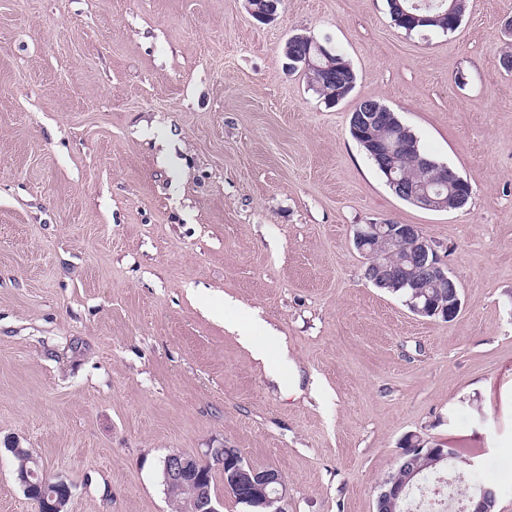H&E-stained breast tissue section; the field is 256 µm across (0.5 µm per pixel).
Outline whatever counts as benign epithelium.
Segmentation results:
<instances>
[{
    "label": "benign epithelium",
    "mask_w": 512,
    "mask_h": 512,
    "mask_svg": "<svg viewBox=\"0 0 512 512\" xmlns=\"http://www.w3.org/2000/svg\"><path fill=\"white\" fill-rule=\"evenodd\" d=\"M293 40L305 43L306 51L296 55L284 50L283 67L291 71L298 67L304 70L317 69V59L328 58L334 48L330 39L319 40L311 35H297ZM390 111L381 105L358 104L354 109L355 130L362 138L369 154L383 168L388 177V184L395 194L409 200L419 207L432 211L448 209V196L432 187H448L458 192L455 197L456 205H461L471 190L469 184L451 171L447 166L439 164L418 153L408 141L397 144L388 142L381 134L379 127L389 119ZM409 164L423 171L435 168L440 173L433 175L429 181L418 184H408L402 178L400 170ZM382 241L383 253L371 261H366L367 279L377 288H392L399 281L411 288V293L405 297L404 304L408 309L422 317H440L452 320L461 310V300L455 290L453 278L449 275L448 265L438 255L433 244L424 236L419 226L414 224H395L393 222H375L356 228L354 245L358 251H363L365 242ZM401 250L404 253L405 265L395 268L389 261L391 253ZM434 288L436 292L427 293ZM448 289V297H443L442 289ZM428 448L435 462L439 463L448 458V449L438 445H430L417 435L408 437L404 443L399 458L398 469L408 473V478L418 474L414 463L417 452ZM224 471V480L232 483L242 491V501L258 506L269 500L279 502L277 512H287L285 503L288 494L284 475L276 468L267 467L256 469L246 463L239 451L225 452V448H209L205 458L189 456L181 452L168 454L163 461V479L165 485L178 486L187 494L185 512H222L223 502L212 496L208 473L213 466ZM40 469L39 461L34 459L32 464L16 470V479L25 494L33 500L38 512H66L70 502L73 485L63 479H56L48 486L61 492V495L36 497L32 493V478L37 476ZM405 486L398 485L389 478L381 485L377 496V512H385V507L396 502ZM497 498L496 491L491 486H485L480 493L468 499L466 512H491Z\"/></svg>",
    "instance_id": "obj_1"
}]
</instances>
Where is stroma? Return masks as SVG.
I'll use <instances>...</instances> for the list:
<instances>
[{
    "instance_id": "obj_1",
    "label": "stroma",
    "mask_w": 512,
    "mask_h": 512,
    "mask_svg": "<svg viewBox=\"0 0 512 512\" xmlns=\"http://www.w3.org/2000/svg\"><path fill=\"white\" fill-rule=\"evenodd\" d=\"M512 0L406 34L387 0H0V442L73 486L67 512H175L162 461L238 449L288 512H375L412 434L474 462L512 512ZM330 38L336 105L281 53ZM393 110L472 187L395 195L349 133ZM419 226L462 308L364 278L357 225ZM253 313L272 378L227 323ZM0 512H37L0 453Z\"/></svg>"
}]
</instances>
